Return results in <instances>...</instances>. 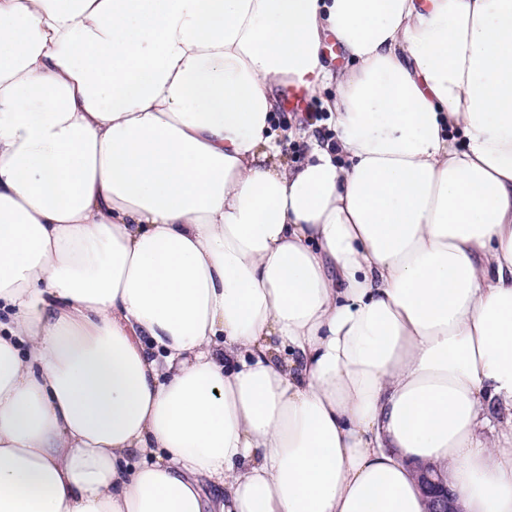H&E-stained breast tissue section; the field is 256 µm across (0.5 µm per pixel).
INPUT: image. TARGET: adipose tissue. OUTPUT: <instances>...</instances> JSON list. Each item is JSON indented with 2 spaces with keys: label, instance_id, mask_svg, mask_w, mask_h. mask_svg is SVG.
Instances as JSON below:
<instances>
[{
  "label": "adipose tissue",
  "instance_id": "ef3b65f1",
  "mask_svg": "<svg viewBox=\"0 0 512 512\" xmlns=\"http://www.w3.org/2000/svg\"><path fill=\"white\" fill-rule=\"evenodd\" d=\"M493 405L512 0H0V512H512ZM286 87L287 86L279 87L276 93L280 103L277 112L280 126L284 128L294 126L299 122V118L305 117L306 112H308L309 116L314 118L316 121L326 119L327 115L322 110L320 101L315 98L308 99L307 106L305 108L298 109L303 107L306 103L305 91L302 88L293 85L288 87V103L297 109L288 107V103L284 97V89ZM415 479L425 498L426 512H464L459 497L448 486L446 475L437 467H417Z\"/></svg>",
  "mask_w": 512,
  "mask_h": 512
}]
</instances>
